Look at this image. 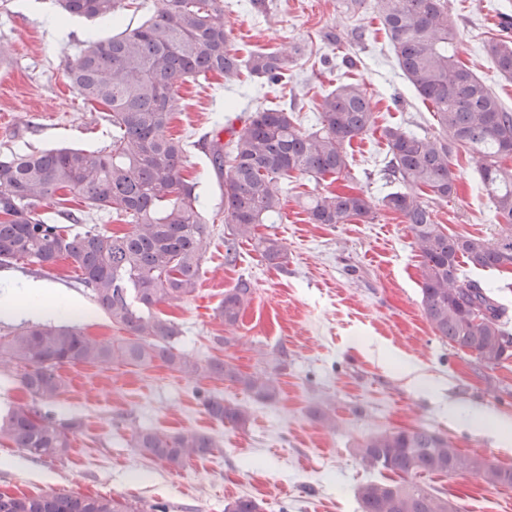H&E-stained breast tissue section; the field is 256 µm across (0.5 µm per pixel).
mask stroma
<instances>
[{
	"label": "stroma",
	"instance_id": "stroma-1",
	"mask_svg": "<svg viewBox=\"0 0 512 512\" xmlns=\"http://www.w3.org/2000/svg\"><path fill=\"white\" fill-rule=\"evenodd\" d=\"M504 0H449L448 14L460 33L459 58L482 78L505 106L512 108V82L500 76L483 51L497 35ZM375 0L356 13L340 0H273L264 16L248 0H224L230 45L239 56L272 48L286 59L287 84L225 86L219 76L190 79L177 89L179 109L166 136L181 139L185 178L198 184L200 213L210 236L203 273L193 297L160 305L180 327L181 351L209 361L219 357L245 373L276 370L280 393L275 402L255 400L242 386L201 374L188 379L155 363L115 364L102 370L66 365V388L48 409L58 419L76 418L83 426L67 456L40 460L0 443V491L33 495L44 490L80 496L136 497L166 504L169 512H224L228 501L247 495L265 512H360L358 488L386 480L365 468L356 444L376 432L428 427L447 435L463 452L512 468V450H503L494 427L474 426L475 407L512 416V358L487 368L470 353L435 336L421 306V259L403 218L383 209L382 168L387 146L380 127L391 125L432 132L429 105L403 78L381 25ZM362 26V43L337 48L321 32H346ZM100 37L112 27L82 18L62 19L53 0H0V155L55 147L90 150L112 143V125L101 108L84 103L71 87L67 64L90 32ZM345 82L367 90L376 129L348 149L352 180L339 191L367 195L373 220L328 226L312 224L301 199L314 184L306 179L279 182L282 218L262 224L258 234L279 238L288 252L286 268L271 267L250 243H240L234 262L224 258V191L211 171L201 140L215 126L234 123L257 100L292 102L304 127L314 124V105ZM457 193L435 204L444 232L489 238L498 230L480 176L464 155L454 156ZM84 214V227L126 231L106 211H86L79 201L47 205L50 223L67 224L68 213ZM69 262L54 268L0 267V284H50L67 294L73 309L54 316L57 324L79 325L101 339L121 337V329L97 310ZM251 280L253 299L238 324L224 325L215 309L225 290ZM287 351L281 364L272 356ZM422 387H415L414 377ZM251 405L246 426L212 419L201 398ZM458 402L449 418V402ZM332 407L340 426L322 427L320 407ZM166 433L192 428L213 435L212 456L191 461L175 472L141 457L133 446L135 429ZM432 487L458 512H512V487L492 486L470 473L432 476Z\"/></svg>",
	"mask_w": 512,
	"mask_h": 512
}]
</instances>
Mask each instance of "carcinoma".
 I'll use <instances>...</instances> for the list:
<instances>
[{
    "label": "carcinoma",
    "instance_id": "obj_1",
    "mask_svg": "<svg viewBox=\"0 0 512 512\" xmlns=\"http://www.w3.org/2000/svg\"><path fill=\"white\" fill-rule=\"evenodd\" d=\"M65 13L121 24L123 0H55ZM154 14L110 38L91 40L67 66L68 79L86 103L101 105L115 134L112 146L89 151L56 148L0 156V267L17 262L49 268L69 259L81 271L80 283L112 324L129 337L104 340L76 326L37 324L0 336V369L23 368L21 384L30 402L0 416V439L31 456L54 460L67 454L82 423L61 421L42 410L56 401L65 364L101 369L120 362L148 366L161 362L192 377L202 371L237 383L256 399L273 402L279 381L273 371L245 374L226 360L201 365L177 349L181 330L157 312L164 303L193 296L202 275L209 227L200 214L196 183L182 173L185 148L163 130L177 109L182 81L208 75L224 82L276 85L286 78L285 61L275 52L242 58L230 48L224 0H159ZM378 15L406 81L434 112L438 131L419 133L385 126L389 159L384 171L395 189L381 198L386 210L409 224L421 257V305L435 335L491 367L512 356L506 310L490 290L466 276L464 266L512 271V109L456 53L458 32L448 0H376ZM484 48L498 72L512 81V22ZM373 112L366 90L342 83L324 94L316 122L305 128L296 108L258 105L241 129L229 127L222 142L213 131L206 141L211 169L224 188L225 259L236 256L238 241L251 240L257 227L279 215L277 181L292 175L315 182L351 178L347 147L371 130ZM462 152L479 173L500 232L493 239L447 234L436 224L433 200L457 191L452 155ZM78 199L130 225L115 234L91 228L73 232L48 223L41 209L51 202ZM311 224H350L373 214L360 192L326 190L305 203ZM265 260L284 266L288 253L279 239L258 240ZM241 279L224 292L216 314L234 326L252 299ZM219 422L243 427L251 419L244 405L218 397L202 399ZM133 446L147 459L178 471L218 448L215 438L197 430L168 434L139 429ZM361 463L397 476L390 483H366L357 495L361 512H452L448 499L425 483L431 475L477 473L482 458L462 452L448 437L421 427L386 430L354 448ZM0 512H166L160 504L121 501L111 496H77L45 491L37 495L0 492ZM224 512H264L248 497L224 505Z\"/></svg>",
    "mask_w": 512,
    "mask_h": 512
}]
</instances>
